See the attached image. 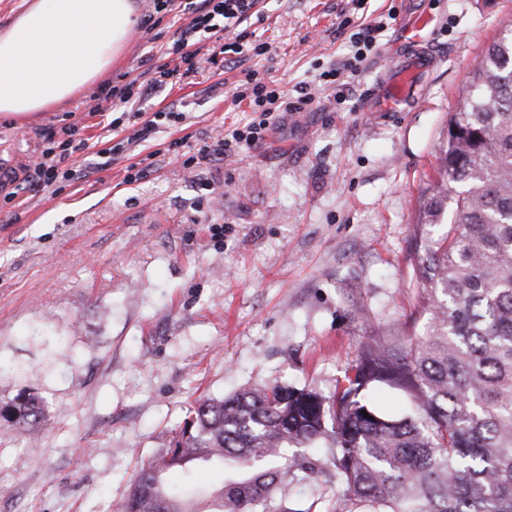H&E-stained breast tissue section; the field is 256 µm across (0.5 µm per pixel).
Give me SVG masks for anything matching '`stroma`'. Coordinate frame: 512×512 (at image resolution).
I'll use <instances>...</instances> for the list:
<instances>
[{
	"label": "stroma",
	"instance_id": "35a3bbf8",
	"mask_svg": "<svg viewBox=\"0 0 512 512\" xmlns=\"http://www.w3.org/2000/svg\"><path fill=\"white\" fill-rule=\"evenodd\" d=\"M109 82L146 81L169 63L183 21L148 13ZM265 55L202 60L139 108L183 122L148 140L140 120L112 130L94 84L18 124L0 117V401L45 405L41 433L0 432V512H117L142 460L161 453L191 403L261 383L333 396L364 344L422 335L414 276L418 208L438 175V147L475 63L512 32V0H259ZM436 58L420 104L385 118L363 102L393 76L417 17ZM384 23L378 55L325 86L351 57L350 36ZM259 69L312 103L282 115L266 141L229 161L188 157L253 114L236 85ZM77 125L81 178L32 188L47 128ZM125 151L110 154L119 141ZM151 158L137 182L128 167ZM334 495L299 475L281 512Z\"/></svg>",
	"mask_w": 512,
	"mask_h": 512
}]
</instances>
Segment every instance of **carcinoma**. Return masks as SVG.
Listing matches in <instances>:
<instances>
[{
  "label": "carcinoma",
  "mask_w": 512,
  "mask_h": 512,
  "mask_svg": "<svg viewBox=\"0 0 512 512\" xmlns=\"http://www.w3.org/2000/svg\"><path fill=\"white\" fill-rule=\"evenodd\" d=\"M418 224L423 336L368 343L336 393L268 383L200 397L159 456L142 461L119 512H275L277 495L315 471L290 452L329 442V512H512V35L473 69L472 90L440 147V176ZM409 395L412 417L379 413L370 395ZM44 404L0 403V430L40 432ZM232 461L210 492L194 470Z\"/></svg>",
  "instance_id": "carcinoma-1"
}]
</instances>
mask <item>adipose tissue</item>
<instances>
[{"instance_id":"1","label":"adipose tissue","mask_w":512,"mask_h":512,"mask_svg":"<svg viewBox=\"0 0 512 512\" xmlns=\"http://www.w3.org/2000/svg\"><path fill=\"white\" fill-rule=\"evenodd\" d=\"M135 0H27L0 29V117L19 123L93 85L122 55Z\"/></svg>"}]
</instances>
